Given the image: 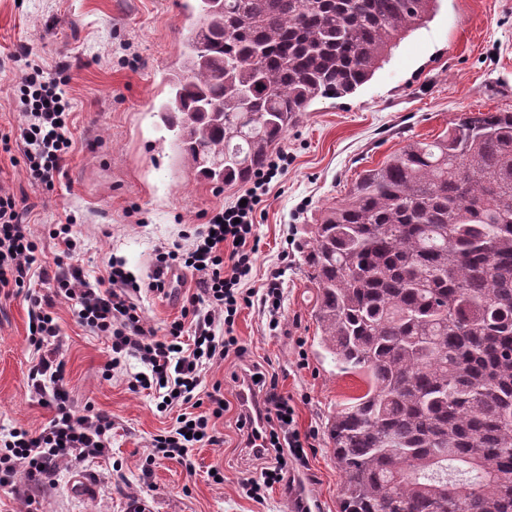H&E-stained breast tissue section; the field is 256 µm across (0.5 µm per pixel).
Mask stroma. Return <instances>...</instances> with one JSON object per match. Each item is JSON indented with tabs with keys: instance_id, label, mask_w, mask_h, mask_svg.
Instances as JSON below:
<instances>
[{
	"instance_id": "obj_1",
	"label": "stroma",
	"mask_w": 512,
	"mask_h": 512,
	"mask_svg": "<svg viewBox=\"0 0 512 512\" xmlns=\"http://www.w3.org/2000/svg\"><path fill=\"white\" fill-rule=\"evenodd\" d=\"M190 0H0V136L15 135V91L27 63L60 79L71 104V146L52 184L30 180L19 150L0 149V191L14 196L48 271L62 245L52 225L71 223L75 265L104 279L117 257L141 286L133 301L147 326L163 330L198 291L197 273L176 270L164 293L148 284L161 248L190 247L212 212L234 204L245 184L201 177L180 152L160 108L168 78L184 62ZM512 112V0H442L436 16L412 32L354 94L315 101L283 134L276 152L287 170L272 178L255 214L260 240L244 285L262 287L287 260L281 326L269 332L259 305L241 306L233 325L249 359L261 362L295 407L307 437L299 472L314 512H338L344 476L327 442L328 420L365 390L340 372L319 345L315 291L303 252L322 211L341 202L364 170L412 140L429 141L469 112ZM59 323L64 387L77 413L94 408L112 420V450L71 461L35 495L40 512H292L273 491L249 498L247 478L262 464L245 449L236 411L217 420L221 442L191 451L194 471L153 458L152 441L174 424L152 394L129 383L142 366L128 358L106 377L110 343L83 327L70 303L46 290ZM24 292L0 293V426L43 430L53 410L30 395L37 354L28 341Z\"/></svg>"
}]
</instances>
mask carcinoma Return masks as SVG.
Returning <instances> with one entry per match:
<instances>
[{
    "mask_svg": "<svg viewBox=\"0 0 512 512\" xmlns=\"http://www.w3.org/2000/svg\"><path fill=\"white\" fill-rule=\"evenodd\" d=\"M198 2L163 121L201 176L235 183L441 0ZM305 264L320 346L366 384L327 429L340 512H512V112L364 171Z\"/></svg>",
    "mask_w": 512,
    "mask_h": 512,
    "instance_id": "cac0c4a2",
    "label": "carcinoma"
}]
</instances>
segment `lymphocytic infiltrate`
Segmentation results:
<instances>
[{
  "label": "lymphocytic infiltrate",
  "mask_w": 512,
  "mask_h": 512,
  "mask_svg": "<svg viewBox=\"0 0 512 512\" xmlns=\"http://www.w3.org/2000/svg\"><path fill=\"white\" fill-rule=\"evenodd\" d=\"M25 121L18 128L15 144L20 147L31 180L51 182L61 169L69 146V101L60 82L45 77L40 66H33L17 88ZM288 163L286 155L271 157L252 186L245 190L244 204H236L213 214L208 224L198 231L189 249L174 248L158 252L150 290L164 292L169 273L176 268L198 269L201 296L208 303L205 314L197 317L191 343H184L185 324L172 321L164 337H157L146 327L139 308L131 300L139 286L125 270L121 260L109 262L106 284L87 281L81 270L66 267L76 241L72 227L56 225L54 237L60 239L62 254L55 259L56 274H49L40 259L39 243L22 214L13 195L0 193V293L8 288L27 291L31 311L29 321L35 330L29 342L37 353L30 368L27 385L37 403L53 408V416L42 431L33 433L21 427L0 433V488L16 489L19 474L39 483L45 472L73 459L96 458L110 450L112 421L106 415L86 409L79 414L68 403L63 386L64 364L60 358L59 328L50 310L43 305L38 286L55 280L56 293L71 304L78 321L90 331L108 338L111 356L107 372L121 369L128 357L138 358L145 369L143 378L131 383V390H155L159 411L174 405H185L197 399L202 372L230 357L240 359L234 374L236 381L255 394L251 412H238L236 426L243 436H251L253 420H261L262 445L253 449V457L263 460L262 479L250 485L248 492L261 501L272 488L292 494L294 512H312L306 498L293 491L295 473L305 467V440L294 428L291 419L295 408L279 393L275 377L258 363L243 360L245 350L232 334L235 315L244 304L259 303L268 315L269 331L280 326L283 299L281 278L283 266L272 268L261 294L241 288L249 276L259 241L253 233V220L266 184ZM232 250H225V243ZM207 411L182 413L167 434L154 439L157 456L179 459L190 464L189 449L198 442L218 444L215 422L228 409L220 389L207 395Z\"/></svg>",
  "instance_id": "f902f5d3"
}]
</instances>
